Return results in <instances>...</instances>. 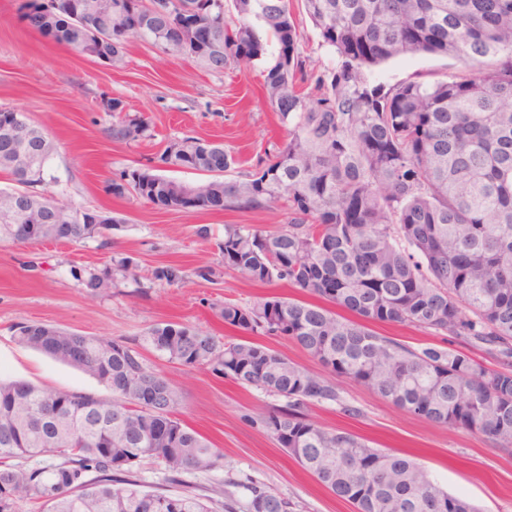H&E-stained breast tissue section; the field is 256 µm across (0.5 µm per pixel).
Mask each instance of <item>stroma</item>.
<instances>
[{"label":"stroma","mask_w":512,"mask_h":512,"mask_svg":"<svg viewBox=\"0 0 512 512\" xmlns=\"http://www.w3.org/2000/svg\"><path fill=\"white\" fill-rule=\"evenodd\" d=\"M19 4L20 0H0V107L27 113L49 133L54 155L45 190L66 204L120 213L126 223L104 243L91 239L77 245H0V379L107 400L110 391L93 378L19 344L17 324L46 323L88 336L127 340L142 336L153 324L179 321L221 337L228 330L213 302L245 304L259 297L298 295L282 283L260 285L231 274L211 283L194 274L197 267L220 261L216 244L224 238L225 225L272 231L283 224L282 211H166L106 191L118 170L185 135L223 142L237 159L232 176L247 172L257 156L284 139L265 100L261 77L262 70L274 63L277 46L268 43L265 57L254 65L214 73L192 60L174 59L133 42L122 65L110 68L29 28ZM457 66L452 58L402 56L372 69L369 78L383 84L433 81ZM106 97L121 98L127 112L147 118L150 137L131 144L112 142L107 130L113 118L101 106ZM202 227L208 228L207 237L199 236ZM116 253L137 262L144 291L122 283L109 295H87L76 272L103 267ZM169 264L182 266L184 279L174 285L153 280V271ZM373 329L413 347L450 343L407 325L377 323ZM450 344L467 349L488 366L496 364L482 347L460 340ZM144 355L181 391L179 418L224 453L221 467L184 475V489L207 495L218 488L241 499L244 482L253 481L290 499L293 512H353L350 503L337 499L291 459L265 428L251 424V416L277 405V398L200 368L168 362L150 349ZM335 384L343 402L359 413L348 416L340 404H316L308 414L318 424L410 456L449 492L469 497L480 512H512V452L495 448L479 433L409 414L349 378H336Z\"/></svg>","instance_id":"stroma-1"}]
</instances>
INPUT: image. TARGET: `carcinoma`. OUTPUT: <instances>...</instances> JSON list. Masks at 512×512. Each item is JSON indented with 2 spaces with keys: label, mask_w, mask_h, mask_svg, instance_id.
<instances>
[{
  "label": "carcinoma",
  "mask_w": 512,
  "mask_h": 512,
  "mask_svg": "<svg viewBox=\"0 0 512 512\" xmlns=\"http://www.w3.org/2000/svg\"><path fill=\"white\" fill-rule=\"evenodd\" d=\"M89 0H62L45 12L19 6L41 35L94 58H123L132 41L174 58L190 57L221 73L251 64L278 46L262 87L285 128L286 141L257 159L239 179L221 143L197 137L168 142L146 161L115 174L106 192L141 198L160 210L190 204L226 210L282 209L275 231L224 225L223 260L196 275L225 272L260 284L283 283L304 299L261 297L215 306L219 338L181 322L157 323L131 341L50 327L47 342L17 341L69 363L63 349L85 354L75 365L112 393L49 391L23 381H0V512L31 503L40 512H290V502L253 482L245 501L211 504L191 493L145 491L134 469L160 462L171 484L189 471H209L224 454L176 417L179 389L146 364L151 348L168 361L204 368L218 378L261 389L284 401L249 417L265 428L304 470L355 512H476L415 462L375 448L350 432H331L308 417L315 403H335L353 416L336 384L254 336L290 340L332 374L346 376L397 408L440 425L478 432L512 451V0H112V14L88 11ZM305 13L339 59L328 71L311 67L301 50L296 11ZM429 54L462 63L432 82H370L369 68L390 59ZM118 115L109 136L129 144L151 136L142 115L123 100H103ZM14 108H0V211H24L0 223V244L81 243L117 230V213L91 211L97 222L75 220L79 208L35 187L54 151L47 131L30 117L21 127ZM30 165L18 169L20 150ZM179 168L202 176L184 183L166 175ZM52 224H69L59 238ZM130 256L77 276L91 296L118 282L139 283ZM182 267L156 269L169 285ZM353 314L347 318L335 308ZM410 325L431 336L483 345L489 367L459 349L414 348L368 327ZM112 346L104 356L99 347ZM166 395L162 408L148 399Z\"/></svg>",
  "instance_id": "carcinoma-1"
}]
</instances>
